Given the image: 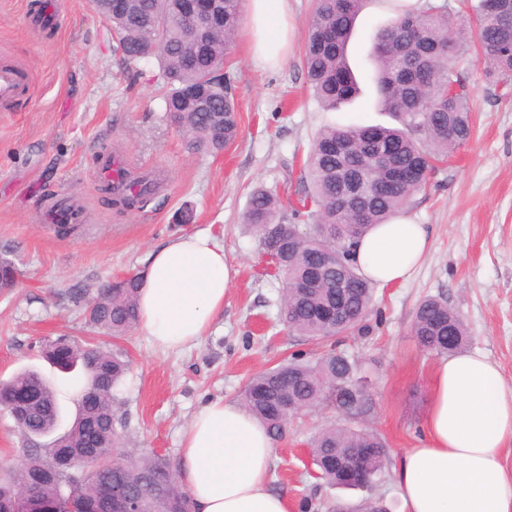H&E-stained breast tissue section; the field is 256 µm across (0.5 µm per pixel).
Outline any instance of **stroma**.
Returning <instances> with one entry per match:
<instances>
[{"label":"stroma","instance_id":"stroma-1","mask_svg":"<svg viewBox=\"0 0 512 512\" xmlns=\"http://www.w3.org/2000/svg\"><path fill=\"white\" fill-rule=\"evenodd\" d=\"M312 0H290L294 38L277 63L257 64L242 40L226 51L239 109L238 140L212 154L188 149L164 118L165 87L156 60L129 67L115 53L111 25L91 0H0V61L24 67L29 92L0 111V258L13 262L16 285L0 293V381L38 370L56 390L61 428L75 413L77 382L44 360V340L95 338L123 350L130 370L113 392L115 432L124 447L177 459L180 434L208 401L239 400L250 377L318 346L278 320L282 280L244 220L258 187L291 198L310 142L327 126L389 124L376 106L368 53L392 14L367 0L348 46L363 94L335 109L307 88L303 45ZM473 128L470 141L417 191L407 216L431 230L429 251L409 280L376 285L370 335L348 340L369 382L374 413L366 428L383 437L388 459L369 491L319 485L309 443L333 422L323 410L291 421L276 443L271 491L285 493L288 512L304 499L353 507L369 498L402 512L395 469L421 436L436 354L412 334L419 303L442 296L468 327L466 351L495 362L512 385V98H502L484 60L468 65ZM127 159L133 172L156 174L159 190L142 208L112 206L97 178L101 152ZM80 206L84 220L59 235L45 215L53 204ZM192 209L194 220L175 215ZM207 232L224 243L238 274L224 312L196 347L164 352L140 330L115 341L93 333L72 291L141 272L148 253L168 239Z\"/></svg>","mask_w":512,"mask_h":512}]
</instances>
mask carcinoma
Returning <instances> with one entry per match:
<instances>
[{
	"label": "carcinoma",
	"instance_id": "carcinoma-1",
	"mask_svg": "<svg viewBox=\"0 0 512 512\" xmlns=\"http://www.w3.org/2000/svg\"><path fill=\"white\" fill-rule=\"evenodd\" d=\"M112 25L117 50L132 64L158 60L168 91L165 120L187 136L193 151L219 153L239 136L238 109L230 78L222 72L227 47L236 37L241 0H220L209 30L195 38L182 25L185 0H92ZM502 12L488 0H467V11L422 3L399 11L377 31L384 50L371 49L379 103L394 126H331L318 132L304 163L301 190L290 213L279 195L264 188L250 196L245 220L259 237L264 255L283 277L279 320L293 332L321 345L313 361L288 360L255 375L241 393V404L281 440L288 420L316 408L339 410L348 402L344 386L361 384L354 355L340 339L366 335L373 303V282L359 274L351 245L373 225L386 224L410 202L435 171L436 163L466 144L471 135V89L460 60L470 43L486 57L489 74L502 95L512 94V0ZM365 0H315L303 48L306 77L316 99L327 108L359 93L346 48ZM196 45V62L186 50ZM151 176H131L124 190H112V205L130 210L153 193ZM336 253V265L321 267V256ZM15 268L0 259V292L11 290ZM140 279L130 275L105 284L95 295L73 293L86 306V322L114 339L124 337L138 319ZM417 342L438 355L454 354L468 342V329L442 297L419 305L412 328ZM42 357L64 373L81 368L82 393L102 398L85 402L76 396V414L60 445L29 444L20 464L0 475V512L32 490L40 512H112L115 496L150 498L164 487L172 512H193L181 487L177 467L162 456H141L122 448L112 427V391L130 368L120 350L59 336L44 344ZM288 389L292 404L284 411L278 393ZM16 391L31 394L25 413L9 408ZM0 408L9 411L26 438L54 434L60 408L55 391L42 374L27 369L0 382ZM320 479L344 490L369 489L387 460L386 443L364 428L332 424L310 442Z\"/></svg>",
	"mask_w": 512,
	"mask_h": 512
}]
</instances>
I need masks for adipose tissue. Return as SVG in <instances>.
Masks as SVG:
<instances>
[{
    "instance_id": "ef3b65f1",
    "label": "adipose tissue",
    "mask_w": 512,
    "mask_h": 512,
    "mask_svg": "<svg viewBox=\"0 0 512 512\" xmlns=\"http://www.w3.org/2000/svg\"><path fill=\"white\" fill-rule=\"evenodd\" d=\"M241 36L268 64L291 38L289 0H245ZM427 225L400 214L352 247L359 273L388 285L406 281L424 260ZM235 270L208 233L178 236L149 252L141 272L139 327L150 342L180 352L198 345L224 311ZM423 437L399 459L403 512H512V386L478 351L436 366ZM274 442L238 402L200 408L182 432L179 478L194 512H288L269 488Z\"/></svg>"
}]
</instances>
